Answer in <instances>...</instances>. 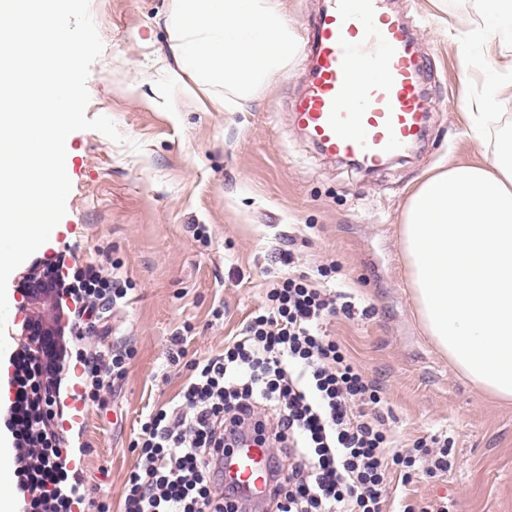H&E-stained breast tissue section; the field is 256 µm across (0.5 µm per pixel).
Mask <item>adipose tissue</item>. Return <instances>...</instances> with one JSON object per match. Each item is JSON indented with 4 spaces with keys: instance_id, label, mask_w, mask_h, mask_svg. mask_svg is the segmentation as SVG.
<instances>
[{
    "instance_id": "adipose-tissue-1",
    "label": "adipose tissue",
    "mask_w": 512,
    "mask_h": 512,
    "mask_svg": "<svg viewBox=\"0 0 512 512\" xmlns=\"http://www.w3.org/2000/svg\"><path fill=\"white\" fill-rule=\"evenodd\" d=\"M171 87L221 86L239 109L297 51L281 0H170ZM489 68L512 59V0H490L457 41ZM402 245L420 323L475 388L512 402V136L486 165L451 168L410 196Z\"/></svg>"
}]
</instances>
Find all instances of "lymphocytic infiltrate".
Segmentation results:
<instances>
[{
	"label": "lymphocytic infiltrate",
	"mask_w": 512,
	"mask_h": 512,
	"mask_svg": "<svg viewBox=\"0 0 512 512\" xmlns=\"http://www.w3.org/2000/svg\"><path fill=\"white\" fill-rule=\"evenodd\" d=\"M118 269L88 262L71 279L57 280L55 294L74 305L67 334L48 333L42 355L22 348L11 360L14 397L0 422L13 438L23 512H74L83 502L62 488L68 478L63 438L46 423L70 358L64 337L109 335L105 315L127 295ZM267 299L220 353L186 359L188 335L173 336L177 351L169 361L184 365L189 377L180 404L152 409L139 421L129 445L138 462L125 483L122 512H242V500L224 485L220 461L249 434L276 450L275 512H384L394 498L399 512H418L414 500L396 498L393 483L446 472L450 443L434 435L393 448L376 410V387L322 329L327 317L351 316L353 304L304 276L281 278ZM129 357L105 345L77 356L83 403L105 406Z\"/></svg>",
	"instance_id": "1"
}]
</instances>
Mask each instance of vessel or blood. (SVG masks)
Wrapping results in <instances>:
<instances>
[{
    "label": "vessel or blood",
    "mask_w": 512,
    "mask_h": 512,
    "mask_svg": "<svg viewBox=\"0 0 512 512\" xmlns=\"http://www.w3.org/2000/svg\"><path fill=\"white\" fill-rule=\"evenodd\" d=\"M380 0H331L311 27V77L292 118L325 157L378 170L418 145L428 122L429 66L413 33ZM271 452L251 444L224 456V481L251 500L270 495Z\"/></svg>",
    "instance_id": "obj_1"
}]
</instances>
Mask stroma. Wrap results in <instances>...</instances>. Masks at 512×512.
<instances>
[{
    "label": "stroma",
    "instance_id": "obj_1",
    "mask_svg": "<svg viewBox=\"0 0 512 512\" xmlns=\"http://www.w3.org/2000/svg\"><path fill=\"white\" fill-rule=\"evenodd\" d=\"M168 4L91 0L104 49L90 69L86 115L108 116L125 141L94 130L69 135L67 213L7 284L13 344L26 317L23 282L44 263L64 275L106 253L131 282L110 320L112 343L134 351L128 375L105 409L86 406L66 435L68 454L82 461L84 512L102 501L121 512L140 414L169 402L187 378L167 365L175 330L193 325L189 357L222 351L267 305L273 283L288 274L315 282L329 265L356 314L329 318L324 328L380 388L395 446L434 434L453 443L448 472L416 480L410 498L445 502L448 512H512V404L470 385L425 334L402 249L403 211L419 183L443 168L485 163L467 112L454 105L480 92L485 75L479 62H463L447 33L475 19L482 0H391L429 55V131L373 172L319 155L294 126L309 74L305 52L234 112L216 111L203 88L171 91ZM196 224L207 225L210 241L194 236ZM285 251L292 264L282 263Z\"/></svg>",
    "mask_w": 512,
    "mask_h": 512
}]
</instances>
